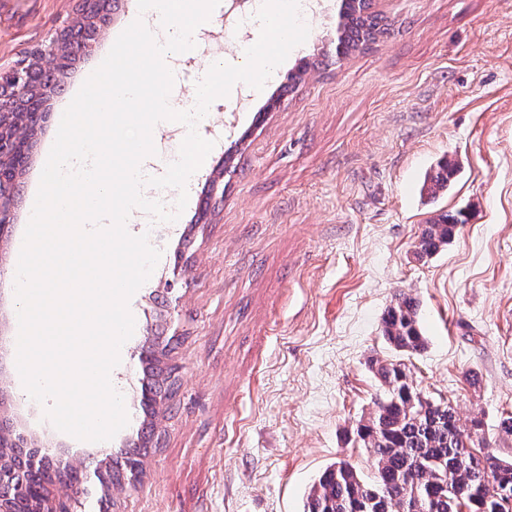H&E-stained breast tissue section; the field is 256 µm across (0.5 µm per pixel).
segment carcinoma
<instances>
[{"instance_id": "carcinoma-1", "label": "carcinoma", "mask_w": 512, "mask_h": 512, "mask_svg": "<svg viewBox=\"0 0 512 512\" xmlns=\"http://www.w3.org/2000/svg\"><path fill=\"white\" fill-rule=\"evenodd\" d=\"M385 30L344 0L337 24L336 57H348ZM455 170L444 166L426 179L427 193L444 191ZM458 221L439 215L422 229L419 249L431 255L459 232ZM394 350L419 353L426 338L418 327V304L395 295L382 320ZM384 387L356 436L367 448L371 475L348 460L327 466L310 486L304 512H512V459L475 437L482 419L461 420L456 408L428 398L409 381L403 363H376Z\"/></svg>"}]
</instances>
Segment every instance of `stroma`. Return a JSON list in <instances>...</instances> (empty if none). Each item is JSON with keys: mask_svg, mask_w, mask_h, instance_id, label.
<instances>
[{"mask_svg": "<svg viewBox=\"0 0 512 512\" xmlns=\"http://www.w3.org/2000/svg\"><path fill=\"white\" fill-rule=\"evenodd\" d=\"M318 2L276 79L259 92L235 84L198 128L214 147L183 213L158 224L172 240L137 300L141 347L180 337L154 349L175 391L151 405L140 434L104 447L57 431L43 405L17 394L12 270L63 113L137 0L57 76L63 91L0 236V428L90 473L140 449L143 471L135 487L113 489L110 512H303L337 459L370 470L355 428L380 393L376 359L404 363L414 386L461 419L481 416L484 437L512 457V439L496 438L512 414V0H376L387 34L341 61L340 0ZM243 12L242 0H221L196 52L170 62L173 109L194 108L211 49L241 63L224 29ZM79 18L78 0H0V66ZM272 98L279 107L262 123L243 121ZM446 163L452 182L430 197L425 175ZM443 213L462 219L458 235L419 257L424 225ZM401 290L416 298L427 340L413 356L381 335Z\"/></svg>", "mask_w": 512, "mask_h": 512, "instance_id": "stroma-1", "label": "stroma"}]
</instances>
